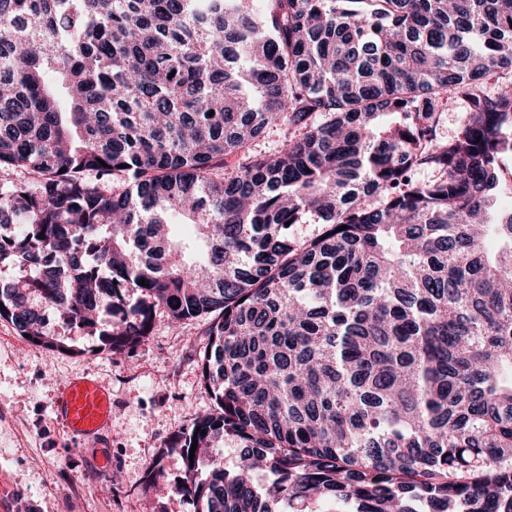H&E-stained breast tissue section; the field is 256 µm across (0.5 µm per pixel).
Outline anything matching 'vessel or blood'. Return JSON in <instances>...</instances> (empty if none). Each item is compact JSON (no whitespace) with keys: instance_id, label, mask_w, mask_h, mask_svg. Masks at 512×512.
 Returning a JSON list of instances; mask_svg holds the SVG:
<instances>
[{"instance_id":"1","label":"vessel or blood","mask_w":512,"mask_h":512,"mask_svg":"<svg viewBox=\"0 0 512 512\" xmlns=\"http://www.w3.org/2000/svg\"><path fill=\"white\" fill-rule=\"evenodd\" d=\"M53 411L70 439L100 442L112 424V392L98 379L74 377L60 386Z\"/></svg>"}]
</instances>
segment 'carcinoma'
<instances>
[{"label": "carcinoma", "mask_w": 512, "mask_h": 512, "mask_svg": "<svg viewBox=\"0 0 512 512\" xmlns=\"http://www.w3.org/2000/svg\"><path fill=\"white\" fill-rule=\"evenodd\" d=\"M507 156L512 0H0V319L208 317L197 512H512ZM465 112L460 101L448 104V110L443 113L442 121L438 128L441 138H448L457 132L464 118Z\"/></svg>", "instance_id": "cac0c4a2"}]
</instances>
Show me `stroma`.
Instances as JSON below:
<instances>
[{
    "label": "stroma",
    "instance_id": "obj_1",
    "mask_svg": "<svg viewBox=\"0 0 512 512\" xmlns=\"http://www.w3.org/2000/svg\"><path fill=\"white\" fill-rule=\"evenodd\" d=\"M206 319L171 329L158 317L148 340L122 354L95 337L71 334L72 353L28 343L0 320V499L10 512H195L179 487L185 465L171 437L211 409L199 351ZM93 376L112 391V473L100 475L96 449L70 441L54 420L59 386ZM161 491H150V470Z\"/></svg>",
    "mask_w": 512,
    "mask_h": 512
}]
</instances>
